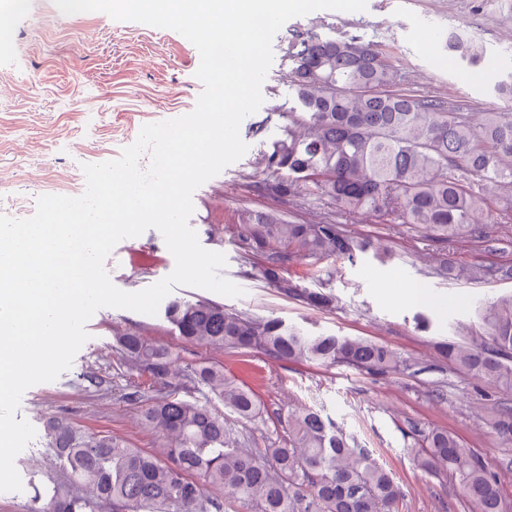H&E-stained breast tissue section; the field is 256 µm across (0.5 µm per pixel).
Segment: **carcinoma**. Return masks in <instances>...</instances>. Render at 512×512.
<instances>
[{
  "label": "carcinoma",
  "instance_id": "1",
  "mask_svg": "<svg viewBox=\"0 0 512 512\" xmlns=\"http://www.w3.org/2000/svg\"><path fill=\"white\" fill-rule=\"evenodd\" d=\"M324 22L288 30L280 43L297 107L280 113L282 136L260 161L274 198L320 195L353 216L370 211L429 227L440 240L487 242L488 227L512 215V112H462L444 93L422 92L379 41L321 35ZM444 48L468 68L487 50L461 30ZM244 258L269 285L316 309L333 297L299 287L284 272L295 260L352 259L371 242L328 215L315 223L276 211H244L235 225ZM453 282L512 280V264L439 261ZM484 336L448 341L442 353L459 373L512 391V295L480 307ZM164 319L186 343L286 363L343 365L385 376L408 358L364 337L314 334L274 317L198 299H173ZM136 379L128 399L142 424L162 437L158 451L123 437L88 433L66 419L48 422L54 467L64 479L36 489L33 512H399L401 485L364 448L311 410L288 413V441L251 448L225 413L251 421L265 406L224 365L184 359L135 333L116 337ZM224 409H219V406ZM492 431L512 444V403L502 402ZM414 463L448 475L476 512H505L498 475L454 432L408 428Z\"/></svg>",
  "mask_w": 512,
  "mask_h": 512
}]
</instances>
